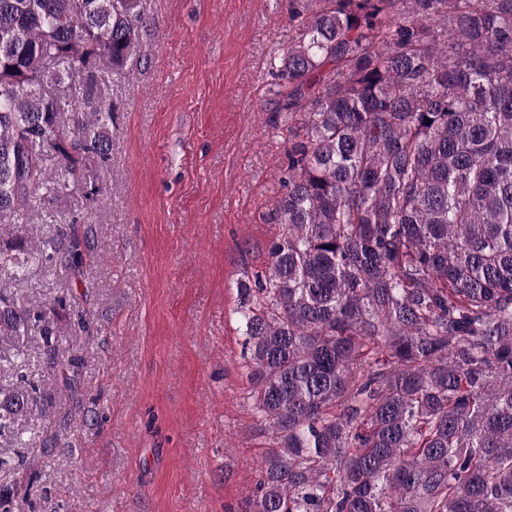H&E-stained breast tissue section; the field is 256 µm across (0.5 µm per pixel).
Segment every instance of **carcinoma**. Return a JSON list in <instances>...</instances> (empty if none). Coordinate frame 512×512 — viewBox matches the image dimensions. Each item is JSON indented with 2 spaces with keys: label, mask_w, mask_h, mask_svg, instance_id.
<instances>
[{
  "label": "carcinoma",
  "mask_w": 512,
  "mask_h": 512,
  "mask_svg": "<svg viewBox=\"0 0 512 512\" xmlns=\"http://www.w3.org/2000/svg\"><path fill=\"white\" fill-rule=\"evenodd\" d=\"M281 226L235 310L249 512H512V0H294ZM140 0H0V224L110 158ZM61 172L46 186V147ZM20 242L0 249L16 279ZM95 256L77 239L45 264ZM53 324L0 291V338ZM37 405L0 388V432Z\"/></svg>",
  "instance_id": "cac0c4a2"
}]
</instances>
